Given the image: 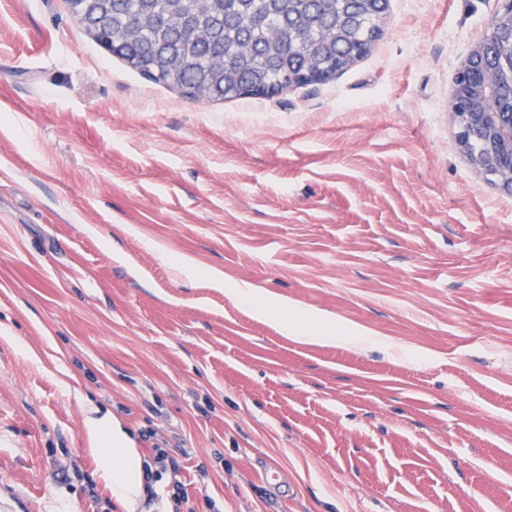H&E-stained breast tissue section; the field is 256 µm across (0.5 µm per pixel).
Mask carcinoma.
<instances>
[{"instance_id":"carcinoma-1","label":"carcinoma","mask_w":512,"mask_h":512,"mask_svg":"<svg viewBox=\"0 0 512 512\" xmlns=\"http://www.w3.org/2000/svg\"><path fill=\"white\" fill-rule=\"evenodd\" d=\"M168 11H199L197 28L155 23L142 0H112V54L153 83L223 91V99L267 96L304 82L301 69L335 67L346 0H165Z\"/></svg>"}]
</instances>
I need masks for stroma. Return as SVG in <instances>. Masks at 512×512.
<instances>
[{
    "label": "stroma",
    "instance_id": "1",
    "mask_svg": "<svg viewBox=\"0 0 512 512\" xmlns=\"http://www.w3.org/2000/svg\"><path fill=\"white\" fill-rule=\"evenodd\" d=\"M498 7L388 0L344 73L210 100L0 0V512H170L116 502L105 415L194 512H512V194L449 110ZM243 282L383 342L296 340ZM158 252L163 259L175 265L179 269L180 273L185 277L192 279L199 275H207L213 284L216 286H223L224 279L222 274L218 271L208 270L203 273L191 260L187 258L173 257L161 249H158ZM154 435L155 434L151 431H146L143 434V440L152 444L150 462H146L144 468L145 486L147 487L150 496L149 502H151L157 495L153 482H158L159 479L162 478V475L168 471L174 474V477H177V473L179 471L178 464L169 455L168 451L165 448H162L158 442L152 441L154 440Z\"/></svg>",
    "mask_w": 512,
    "mask_h": 512
}]
</instances>
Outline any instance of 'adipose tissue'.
Instances as JSON below:
<instances>
[{"label":"adipose tissue","mask_w":512,"mask_h":512,"mask_svg":"<svg viewBox=\"0 0 512 512\" xmlns=\"http://www.w3.org/2000/svg\"><path fill=\"white\" fill-rule=\"evenodd\" d=\"M234 294L250 312L267 320H275L278 328L289 336L327 343L354 341L372 344L376 341L375 336L353 326L336 328L329 319L313 312L305 313L299 320L291 318L287 305L269 298L258 299L254 290L245 284L237 285ZM98 429L103 442L111 446L103 461L112 472V490L124 505H134L144 493L139 452L128 447L122 436L111 430L108 423L99 424Z\"/></svg>","instance_id":"obj_1"}]
</instances>
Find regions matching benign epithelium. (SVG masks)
<instances>
[{"label":"benign epithelium","mask_w":512,"mask_h":512,"mask_svg":"<svg viewBox=\"0 0 512 512\" xmlns=\"http://www.w3.org/2000/svg\"><path fill=\"white\" fill-rule=\"evenodd\" d=\"M488 34L461 65L463 76L451 100H463L468 111L457 121V143L469 164L492 173L512 192V95L498 94L504 79L512 81V0H498ZM85 30L95 35L112 32L111 0H81Z\"/></svg>","instance_id":"1"}]
</instances>
